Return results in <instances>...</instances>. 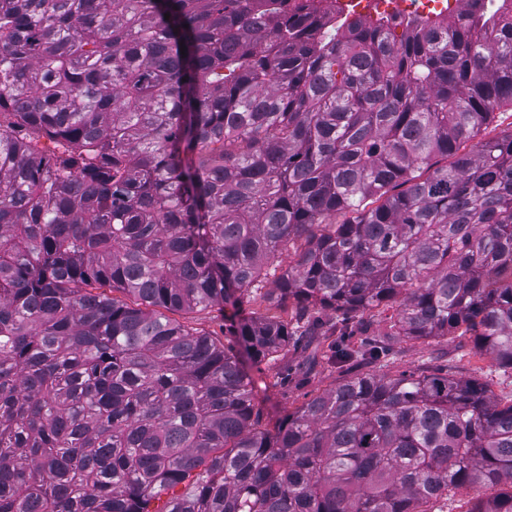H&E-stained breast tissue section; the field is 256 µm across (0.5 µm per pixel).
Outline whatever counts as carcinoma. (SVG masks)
<instances>
[{"label": "carcinoma", "instance_id": "cac0c4a2", "mask_svg": "<svg viewBox=\"0 0 512 512\" xmlns=\"http://www.w3.org/2000/svg\"><path fill=\"white\" fill-rule=\"evenodd\" d=\"M398 25L0 0V512H512L483 386L354 375L270 430L239 357L162 313L261 299L290 317L242 319L250 356L322 336L346 370L388 361L351 341L384 304L512 369V131L477 139L512 107V0Z\"/></svg>", "mask_w": 512, "mask_h": 512}]
</instances>
